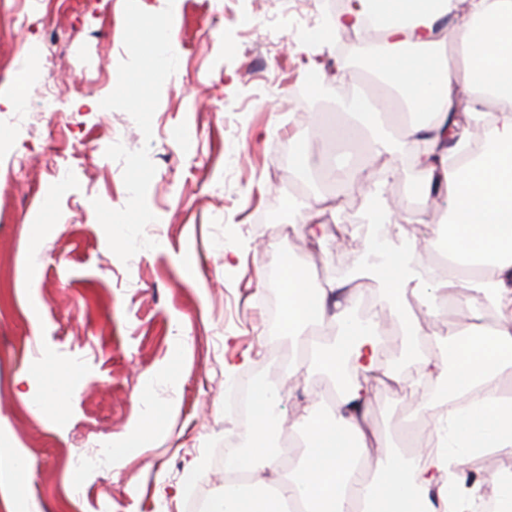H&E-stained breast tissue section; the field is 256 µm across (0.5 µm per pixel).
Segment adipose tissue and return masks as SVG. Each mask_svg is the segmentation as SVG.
Masks as SVG:
<instances>
[{"mask_svg":"<svg viewBox=\"0 0 512 512\" xmlns=\"http://www.w3.org/2000/svg\"><path fill=\"white\" fill-rule=\"evenodd\" d=\"M333 30L361 28L379 18L387 48L368 62L389 90L403 134L373 139L370 151L399 156L423 143L418 161L422 192L440 182L452 199L455 230L441 241L439 264L421 261L418 247L386 240L369 245L364 266L383 283V305L402 335L414 336L419 320L412 301L434 303L464 288L480 295L495 312L484 323L480 309L468 310V324L449 326L445 336L426 340L415 358L413 386L443 383L448 401L441 416L444 449L433 452L429 433L411 435L410 444L428 449L409 459L385 448L369 457L365 425L369 374L381 370V311L358 316L348 304L346 281L311 287L308 275L290 263L279 266L284 312L281 333L300 348L289 377L322 374L335 394L313 393L300 416L306 453L282 462L267 450L280 425L277 385L255 390L247 446L224 460V490L213 512H476L480 484L466 485L461 469L475 455L512 448V396L499 392L498 377L512 368V0H347ZM454 27L455 53H446L439 26ZM471 90V113L495 110L486 125V149L476 160L449 164L465 150L470 132L449 130L461 90ZM21 455L0 460V499L8 512H30L20 480ZM270 470L273 481L260 479Z\"/></svg>","mask_w":512,"mask_h":512,"instance_id":"ef3b65f1","label":"adipose tissue"}]
</instances>
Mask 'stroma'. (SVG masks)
<instances>
[{
  "label": "stroma",
  "instance_id": "stroma-1",
  "mask_svg": "<svg viewBox=\"0 0 512 512\" xmlns=\"http://www.w3.org/2000/svg\"><path fill=\"white\" fill-rule=\"evenodd\" d=\"M138 3L172 7L178 56L149 142L126 112L99 109L107 90H73L99 78L101 61L125 59L124 0H0V92L45 58L56 71L51 121L28 125L0 103V432L5 455L26 459L39 512H189L193 500L214 498L224 487L218 453L242 426L235 393L285 377L274 353L291 342L270 309L281 253L313 284L350 280L362 306L379 288L362 270L367 245L397 233L425 244L451 209L427 201L417 175L390 158L366 159L354 140L328 151L325 132L302 121L305 112L339 120L345 102L365 112L386 97L367 70L364 32L347 54L318 38L327 0H315L312 25L297 20V0ZM311 59L324 74L314 94ZM113 135L128 150L148 148L156 166L145 229L156 246L126 262L92 206L128 200L122 164L105 155ZM320 161L365 166L393 215L419 224L399 233L371 221L359 192L340 185L321 243L295 230L281 239L285 200L314 198L308 170ZM46 209L57 221L32 238ZM468 303L483 301L466 290L449 296L439 313L422 314L423 330L443 335ZM47 364L63 388L35 377ZM370 397L374 446L406 451L409 422L433 425L407 380L371 381ZM101 449L105 459L71 487L74 458Z\"/></svg>",
  "mask_w": 512,
  "mask_h": 512
}]
</instances>
